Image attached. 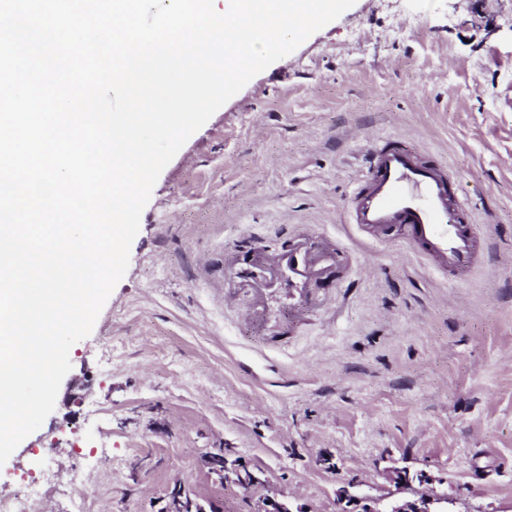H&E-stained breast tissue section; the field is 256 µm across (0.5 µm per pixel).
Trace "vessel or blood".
I'll use <instances>...</instances> for the list:
<instances>
[{"instance_id": "b4317fda", "label": "vessel or blood", "mask_w": 512, "mask_h": 512, "mask_svg": "<svg viewBox=\"0 0 512 512\" xmlns=\"http://www.w3.org/2000/svg\"><path fill=\"white\" fill-rule=\"evenodd\" d=\"M348 207L352 223L372 240L400 230L441 269L467 273L477 265L478 236L461 197L444 167L418 151L379 140ZM316 260L309 251H290L276 270L282 292L306 297Z\"/></svg>"}]
</instances>
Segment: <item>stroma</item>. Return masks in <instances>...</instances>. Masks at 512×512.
<instances>
[{
    "mask_svg": "<svg viewBox=\"0 0 512 512\" xmlns=\"http://www.w3.org/2000/svg\"><path fill=\"white\" fill-rule=\"evenodd\" d=\"M443 162L480 235L448 287L347 201L376 141ZM338 251L307 299L254 307L245 256ZM54 410L0 465L39 512H512V0H356L179 150ZM225 453L253 473L214 472ZM427 475L404 487L397 472ZM446 502V499L438 495H421L413 500H406L402 503L395 502L389 506L386 512H445L444 510H433L434 504Z\"/></svg>",
    "mask_w": 512,
    "mask_h": 512,
    "instance_id": "35a3bbf8",
    "label": "stroma"
}]
</instances>
